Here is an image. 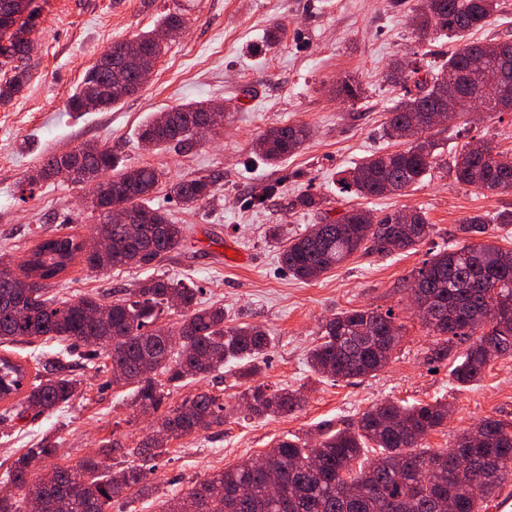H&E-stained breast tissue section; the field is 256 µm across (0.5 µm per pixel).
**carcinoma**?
<instances>
[{
    "instance_id": "cac0c4a2",
    "label": "carcinoma",
    "mask_w": 512,
    "mask_h": 512,
    "mask_svg": "<svg viewBox=\"0 0 512 512\" xmlns=\"http://www.w3.org/2000/svg\"><path fill=\"white\" fill-rule=\"evenodd\" d=\"M32 0H0V70L12 72L0 82V106L14 100L29 80L23 64L38 9ZM501 7L500 0H424L414 16L416 30L461 38L483 26ZM185 21L168 14L159 21L171 39L179 37ZM157 29L136 36L141 55L128 60L123 43L102 53L82 81L70 92L71 112L108 108L141 88L140 75L152 70L168 49L156 39ZM512 71V41L472 42L448 56L432 76L433 86H417L388 112L386 134L403 140L433 129L432 111L452 86L472 91L494 80L499 67ZM209 109L205 101L178 105L146 121L139 141L146 150L168 146L189 150L196 144L193 128ZM304 125L275 126L257 140L256 152L269 165L296 152L307 140ZM485 152L461 146L454 164L457 182L477 191H512V166L502 167L495 147ZM437 143L430 138L403 150L372 155L346 172L341 185L360 197H380L417 185L440 168ZM72 171L71 183L97 182L100 194L92 202L98 213L96 234L110 241L101 253L94 239L62 234L39 239L28 248L13 270L0 264V343L35 344L56 338L70 348L44 354L29 387L25 365L0 356V402L15 399L10 409L36 415L52 413L75 396L78 381L70 377L69 357L91 360L103 353L110 360V382L129 386L141 415L154 417L153 434L132 448L116 440L104 445V454L119 451L140 461L123 468L104 466L88 457L75 467L55 466L44 479L34 475V463L52 458L49 444L26 449L6 474L20 490L38 488L41 512H111L112 505L132 489H147V474L169 453L173 441L224 425V403L208 390L181 403H169L171 390L188 377L202 378L234 367L242 378L256 376L270 344L267 332L257 326L224 324V307H200L198 289L162 276L147 279L133 290H121L108 303L104 321L90 323L85 311L103 305L93 295L75 301L57 300L48 290L80 261L92 271L151 268L183 245L184 228L172 223L147 196L159 182V172L147 165L119 163L112 148L86 142L62 155L47 159L29 178L28 186ZM217 191L212 175L195 176L171 184L169 195L185 204L211 199ZM125 211L137 225L132 237L128 225L109 221L112 208ZM489 224L480 216L458 225L456 240L425 260L411 273L419 289L415 302L430 311L422 325L435 337L427 360L441 363L452 347L465 345L451 375L461 386L482 378L490 364L512 356V250L486 238ZM429 233L425 214L418 210L395 212L374 224L362 220V211L351 209L325 224H313L301 234L283 236L282 226L269 227V236L284 242L282 266L301 280H313L357 252L382 253L406 250ZM481 241H476V238ZM500 304L498 315L483 319L487 301ZM179 313L174 328L158 330L165 313ZM401 340V327L392 310L354 308L327 320L321 342L309 355L312 370L334 379L350 380L381 371ZM303 398L286 389L254 385L241 395L246 416L289 415L302 408ZM450 407L436 400L400 406L377 405L357 423L335 429L322 425L313 445L284 438L261 461L246 460L198 482L186 493L164 502L162 512H482L512 480V424L492 416L480 420L477 430L457 435L453 446L431 450L424 440L446 425ZM377 449L376 458L366 457Z\"/></svg>"
}]
</instances>
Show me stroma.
<instances>
[{"instance_id":"stroma-1","label":"stroma","mask_w":512,"mask_h":512,"mask_svg":"<svg viewBox=\"0 0 512 512\" xmlns=\"http://www.w3.org/2000/svg\"><path fill=\"white\" fill-rule=\"evenodd\" d=\"M417 0H38L40 15L26 65L29 82L12 103L0 106V259L19 262L40 236L89 235L97 224L84 198L87 190L52 179L26 192L27 178L52 155L94 142L111 146L125 164L148 165L160 174L149 203L186 229L183 247L150 269L92 272L75 265L50 295L77 299L108 297L164 275L197 287L202 305L220 304L231 326L262 327L270 346L259 374L251 379L224 369L172 392L179 404L207 389L233 408L242 392L263 383L303 395L302 410L278 417L226 418L223 426L174 441L148 482L150 494L129 492L124 512H161L162 503L210 474L267 452L284 437H303L324 424L341 428L377 403H450L444 428L431 433V449L450 447L456 435L478 419L512 422V357L492 362L474 385L461 387L449 362L427 361L432 338L408 306L407 280L432 251L454 239L458 224L474 215L492 220L498 245L512 249V224L495 216L512 210V192H475L458 183L450 167L466 136L512 150V111L485 112L469 135L455 122L430 130L440 144L444 168L408 190L382 197L342 193L341 171L374 153L398 149L384 122L403 93L391 79L393 63L424 72L438 69L459 43L435 35L420 37L412 22ZM179 13L185 33L172 41L143 88L118 105L83 115L68 111L66 99L86 70L114 43L154 29L166 14ZM281 28L271 46L266 34ZM357 82L362 95L350 101L335 89ZM190 101L223 105L224 124L190 151L146 152L137 130L154 113ZM305 125L301 149L270 166L255 153V141L273 126ZM214 175L210 200L186 206L170 198L172 182ZM275 191L263 203L264 187ZM322 199L319 209L296 206L297 195ZM358 207L381 218L418 209L429 236L409 250L352 255L329 273L303 282L282 267L280 246L265 235L280 224L303 232L323 218ZM351 308L393 310L402 340L389 364L374 375L348 382L314 373L308 355L322 323ZM105 358L74 359L70 374L81 386L73 400L42 416L7 411L0 402V486L25 449L55 445L56 464L77 466L99 451L105 438L134 446L148 432L132 393L109 385Z\"/></svg>"}]
</instances>
